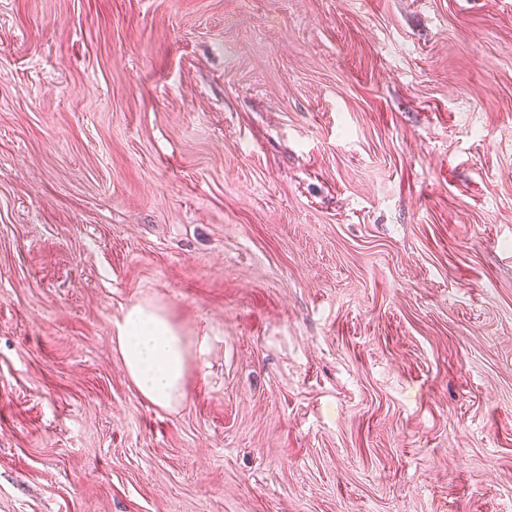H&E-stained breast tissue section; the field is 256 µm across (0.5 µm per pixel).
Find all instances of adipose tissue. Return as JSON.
<instances>
[{
	"label": "adipose tissue",
	"instance_id": "ef3b65f1",
	"mask_svg": "<svg viewBox=\"0 0 512 512\" xmlns=\"http://www.w3.org/2000/svg\"><path fill=\"white\" fill-rule=\"evenodd\" d=\"M115 342L124 371L142 398L163 409L184 401L189 346L181 328L161 306L132 304Z\"/></svg>",
	"mask_w": 512,
	"mask_h": 512
}]
</instances>
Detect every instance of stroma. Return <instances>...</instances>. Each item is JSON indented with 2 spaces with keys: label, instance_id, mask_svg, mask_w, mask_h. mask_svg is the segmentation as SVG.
<instances>
[{
  "label": "stroma",
  "instance_id": "35a3bbf8",
  "mask_svg": "<svg viewBox=\"0 0 512 512\" xmlns=\"http://www.w3.org/2000/svg\"><path fill=\"white\" fill-rule=\"evenodd\" d=\"M0 512H512V0H0ZM113 338L124 371L142 398L162 409L185 400L189 346L161 306L132 304Z\"/></svg>",
  "mask_w": 512,
  "mask_h": 512
}]
</instances>
